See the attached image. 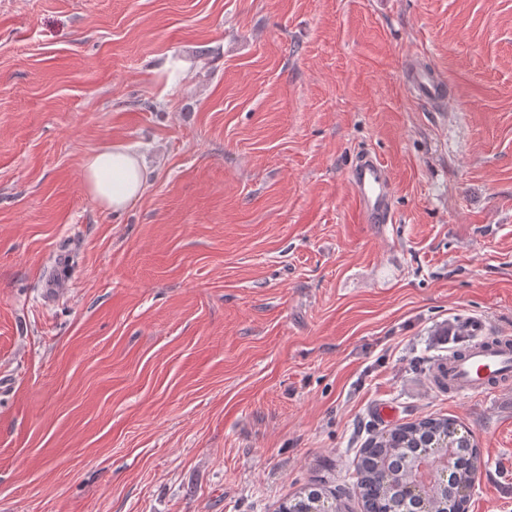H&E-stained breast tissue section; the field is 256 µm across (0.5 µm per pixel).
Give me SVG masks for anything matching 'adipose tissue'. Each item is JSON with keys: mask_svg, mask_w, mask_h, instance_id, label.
<instances>
[{"mask_svg": "<svg viewBox=\"0 0 512 512\" xmlns=\"http://www.w3.org/2000/svg\"><path fill=\"white\" fill-rule=\"evenodd\" d=\"M82 176L87 193L103 207L118 212L143 194L152 170L132 146L115 144L87 153Z\"/></svg>", "mask_w": 512, "mask_h": 512, "instance_id": "adipose-tissue-1", "label": "adipose tissue"}]
</instances>
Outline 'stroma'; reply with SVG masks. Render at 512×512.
<instances>
[{"mask_svg":"<svg viewBox=\"0 0 512 512\" xmlns=\"http://www.w3.org/2000/svg\"><path fill=\"white\" fill-rule=\"evenodd\" d=\"M115 143L153 170L119 214L81 168ZM365 153L392 223L358 220ZM464 317L512 337V0H0V512H275L317 477L358 512L378 405L470 431L467 512H512V387L425 372ZM411 85L416 95L424 100H436L443 94V83L427 69H416L411 74Z\"/></svg>","mask_w":512,"mask_h":512,"instance_id":"obj_1","label":"stroma"}]
</instances>
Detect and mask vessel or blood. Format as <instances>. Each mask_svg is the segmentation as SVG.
Wrapping results in <instances>:
<instances>
[{"mask_svg":"<svg viewBox=\"0 0 512 512\" xmlns=\"http://www.w3.org/2000/svg\"><path fill=\"white\" fill-rule=\"evenodd\" d=\"M411 85L424 100L443 94L439 77L426 69L414 70ZM355 210L361 222L388 224L392 221L393 188L389 173L373 155H361L349 173ZM455 331L467 343L461 354L451 356L448 380L455 394H478L512 380V340L503 338L491 344L484 340L485 325L470 318L456 325Z\"/></svg>","mask_w":512,"mask_h":512,"instance_id":"obj_1","label":"vessel or blood"}]
</instances>
